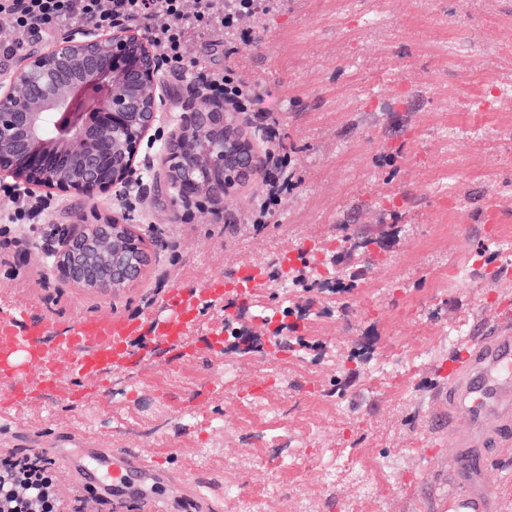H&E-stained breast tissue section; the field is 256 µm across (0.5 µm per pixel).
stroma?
Masks as SVG:
<instances>
[{"label":"stroma","instance_id":"35a3bbf8","mask_svg":"<svg viewBox=\"0 0 512 512\" xmlns=\"http://www.w3.org/2000/svg\"><path fill=\"white\" fill-rule=\"evenodd\" d=\"M510 16L512 0H288L262 16L234 61L294 151L301 182L278 223H244L255 179L188 206L150 186L131 202L34 189L41 212L0 235V308L53 331L160 316L172 290L272 269L285 247L339 284L279 276L234 314L205 310L181 344L146 338L132 367L60 369L55 392L27 367L28 395L0 403V453L129 448L199 481L219 512H440L465 423L441 369L512 304V100L468 102L486 73L512 82ZM442 41L470 57L448 64ZM77 214L129 224L151 256L136 281L101 293L56 277L48 252ZM338 234L370 252H329ZM490 453L492 512H512V436Z\"/></svg>","mask_w":512,"mask_h":512}]
</instances>
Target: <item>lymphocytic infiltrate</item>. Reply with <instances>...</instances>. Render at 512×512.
<instances>
[{"mask_svg":"<svg viewBox=\"0 0 512 512\" xmlns=\"http://www.w3.org/2000/svg\"><path fill=\"white\" fill-rule=\"evenodd\" d=\"M285 0H0V15L12 23V38L0 44V54L22 50L31 34L43 36L78 23L109 29L126 23L147 32L155 51L170 71L223 95L237 112L255 113L263 139V187L247 210L248 224H272L282 199L295 189L297 176L291 153L280 133V122L269 110L257 107L251 83L231 57L238 43L251 42L254 27L248 19L280 10ZM207 42L224 48L220 71L210 69L188 51L190 44ZM72 503L60 492L51 461L30 450L22 457H0V512H68Z\"/></svg>","mask_w":512,"mask_h":512,"instance_id":"1","label":"lymphocytic infiltrate"}]
</instances>
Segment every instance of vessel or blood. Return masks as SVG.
I'll use <instances>...</instances> for the list:
<instances>
[{
  "label": "vessel or blood",
  "instance_id": "obj_1",
  "mask_svg": "<svg viewBox=\"0 0 512 512\" xmlns=\"http://www.w3.org/2000/svg\"><path fill=\"white\" fill-rule=\"evenodd\" d=\"M231 291L223 279L207 288H180L166 298V313L148 327L126 319L100 318L79 322L45 337L41 326H23L27 309L13 305L0 309V372L7 374L6 394L20 395L26 387L10 358L25 353L42 382H58L59 365L77 375L101 373L126 366L137 358L134 338L143 331L173 343L186 337L200 313ZM503 326L491 335L468 343L461 355L448 362V405L466 412L469 426L457 434L451 490L443 496L445 512H489L484 487L488 467L487 446L491 437L512 432V308L501 307ZM90 464L75 466L78 486L112 482L115 505H133L136 512H215L213 500L197 483L174 480L170 471L143 459L136 452L119 448H94Z\"/></svg>",
  "mask_w": 512,
  "mask_h": 512
}]
</instances>
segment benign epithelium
<instances>
[{
    "instance_id": "obj_1",
    "label": "benign epithelium",
    "mask_w": 512,
    "mask_h": 512,
    "mask_svg": "<svg viewBox=\"0 0 512 512\" xmlns=\"http://www.w3.org/2000/svg\"><path fill=\"white\" fill-rule=\"evenodd\" d=\"M162 61L149 39L127 28L84 23L46 50L0 70V181L94 199L112 191L138 197L133 178L142 141L163 102ZM94 86L97 95L84 90ZM181 201H215L255 175L259 157L224 99L194 90L162 151ZM147 266L142 243L124 222L67 226L52 267L85 288L117 291Z\"/></svg>"
}]
</instances>
